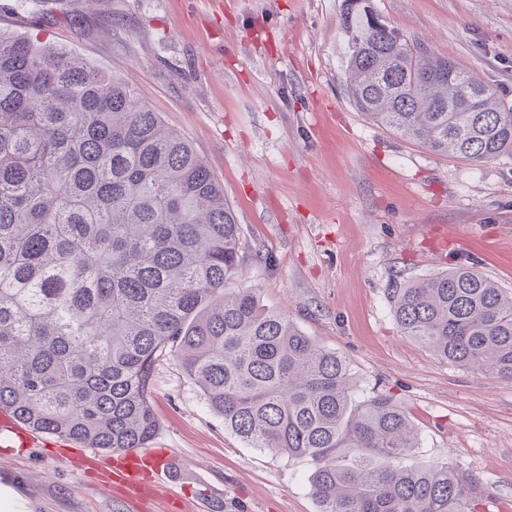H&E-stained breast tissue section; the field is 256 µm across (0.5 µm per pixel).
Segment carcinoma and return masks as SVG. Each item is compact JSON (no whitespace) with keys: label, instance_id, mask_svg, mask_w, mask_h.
I'll return each mask as SVG.
<instances>
[{"label":"carcinoma","instance_id":"1","mask_svg":"<svg viewBox=\"0 0 512 512\" xmlns=\"http://www.w3.org/2000/svg\"><path fill=\"white\" fill-rule=\"evenodd\" d=\"M346 87L372 122L437 154L512 156L496 89L344 0ZM240 228L191 143L93 63L0 32V410L104 451L145 448L151 385L176 353L249 448L309 457L319 512H474L452 465L401 468L415 428L386 392L254 288H233ZM403 333L512 382V291L468 267L392 291Z\"/></svg>","mask_w":512,"mask_h":512}]
</instances>
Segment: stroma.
I'll return each instance as SVG.
<instances>
[{
    "instance_id": "obj_1",
    "label": "stroma",
    "mask_w": 512,
    "mask_h": 512,
    "mask_svg": "<svg viewBox=\"0 0 512 512\" xmlns=\"http://www.w3.org/2000/svg\"><path fill=\"white\" fill-rule=\"evenodd\" d=\"M387 22L512 106V0H372ZM342 0H0L24 33L128 82L224 185L241 227L238 288L256 289L343 355L356 397L387 392L419 445L400 467L459 466L476 512H512V383L404 335L392 290L472 266L512 290V158L476 163L405 141L351 104ZM152 404L186 475L150 499L100 485L55 448L0 447L9 512H318L315 463L249 448L178 358Z\"/></svg>"
}]
</instances>
